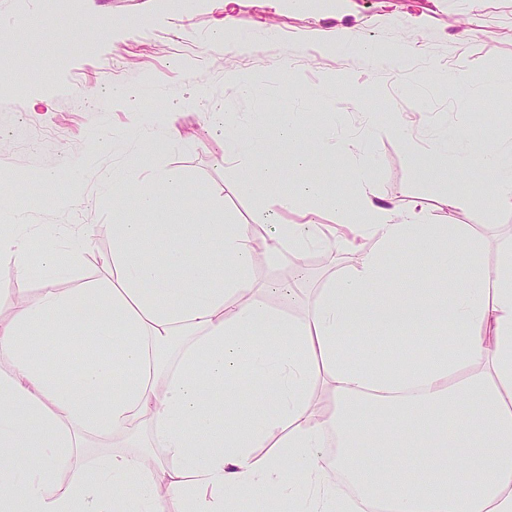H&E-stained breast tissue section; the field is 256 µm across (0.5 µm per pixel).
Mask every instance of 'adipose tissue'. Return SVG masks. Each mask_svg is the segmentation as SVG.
Here are the masks:
<instances>
[{"mask_svg":"<svg viewBox=\"0 0 512 512\" xmlns=\"http://www.w3.org/2000/svg\"><path fill=\"white\" fill-rule=\"evenodd\" d=\"M294 117L274 126L224 132L225 162L249 159L242 178L253 188H280L279 204L313 200L316 208L363 215L360 224H279L263 219L272 256L332 247L357 254L356 265L321 288L307 318L272 310L251 279L255 228L199 220L180 177L154 171L145 181L115 172L100 187L118 209L179 214L193 250L171 239L162 262L137 253L149 225H112V283L76 291L46 289L36 306L18 304L0 324V512H227L239 496H257L269 512L291 498L297 512H512V235L495 266L468 224L422 210L376 204L366 193L369 168L354 165V186L333 193L318 184L286 185L263 157L290 140ZM436 167L463 174L490 170L497 200L512 206V148L472 145L465 135L439 138ZM21 212L0 226V255L19 278L32 272ZM425 262L424 277L402 284L389 264L402 242ZM179 279H172V271ZM77 323L98 353L59 373L70 350H32L38 326ZM436 323L448 338L427 355L392 363L387 340ZM368 330L358 357L342 344L352 328ZM250 379V413L226 405ZM333 409L322 406V398ZM394 421L378 426L376 414ZM423 474L413 480L393 464L405 430ZM338 453L326 464L327 431ZM145 434L134 453L86 459L90 439ZM374 447L369 468L348 451ZM163 449L158 460L154 449ZM355 487L342 496L327 470ZM66 481H58V474ZM385 481L393 491L378 496Z\"/></svg>","mask_w":512,"mask_h":512,"instance_id":"adipose-tissue-1","label":"adipose tissue"}]
</instances>
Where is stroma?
Instances as JSON below:
<instances>
[{"label":"stroma","instance_id":"stroma-1","mask_svg":"<svg viewBox=\"0 0 512 512\" xmlns=\"http://www.w3.org/2000/svg\"><path fill=\"white\" fill-rule=\"evenodd\" d=\"M68 14L80 32L96 37V46L63 45L53 24ZM223 19L230 36L255 40L252 51H228L212 35ZM136 27L120 34L121 26ZM10 28L11 49L0 53V196L19 201L27 234L47 244L48 230L92 224V243L80 251L70 271L41 272L18 280L12 262L0 259V323H9L17 301L35 306L48 288H82L108 279L110 224L118 213L112 198L96 187L116 170L140 175L155 169L177 172L186 195L208 198L224 208L228 224H254L273 212L282 224L311 219L305 203L278 204L275 189L255 191L225 166L223 116L244 130L257 115L275 122L280 108L295 115L290 141L274 145L265 161L286 168L289 181H313L330 189L344 187L352 170L351 142L365 152L373 175L367 191L378 203L399 209L438 213L444 196L471 186L480 202L453 210V224L473 225L483 235V260L497 262V237L512 227V207L499 204L490 174L470 168L463 182L442 177L423 181L418 171L434 155L440 133H466L479 143H512V113L497 104L512 99V0H237L225 15L224 0H182L170 12L167 0H0V25ZM355 45L401 49L398 73H365L337 51V33ZM24 61L23 77L15 64ZM469 73L473 85L449 80ZM261 76V94L241 91L238 82ZM299 88L290 90L289 77ZM335 82V94L323 91ZM121 86L143 98L146 120L124 148L100 145L109 129L124 133V107L112 99ZM178 113L179 137L161 151L145 153L157 130L156 116ZM403 118L408 137L392 128ZM372 137H365L368 127ZM320 155L321 165L289 169L293 152ZM80 183L68 184L71 172ZM56 173L61 182L45 186ZM355 255L336 256L312 248L285 260H260L256 285L277 281L297 292L266 293L267 303L293 319H303L319 288L336 272L353 266Z\"/></svg>","mask_w":512,"mask_h":512}]
</instances>
